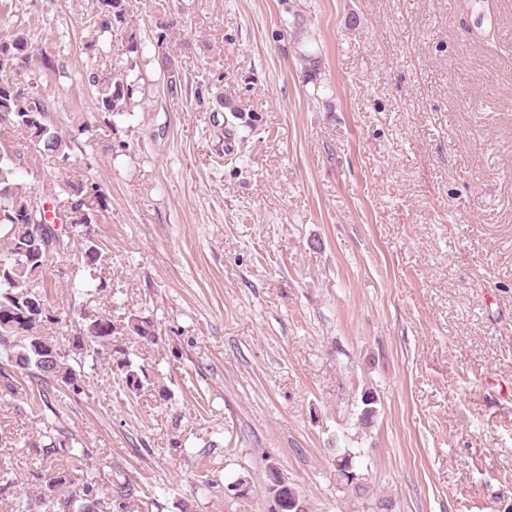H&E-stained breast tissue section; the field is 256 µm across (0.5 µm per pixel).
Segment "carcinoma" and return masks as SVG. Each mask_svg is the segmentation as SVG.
Listing matches in <instances>:
<instances>
[{"label":"carcinoma","mask_w":512,"mask_h":512,"mask_svg":"<svg viewBox=\"0 0 512 512\" xmlns=\"http://www.w3.org/2000/svg\"><path fill=\"white\" fill-rule=\"evenodd\" d=\"M105 6L108 11L104 13L103 28L132 21L129 0H105ZM293 27L304 77L318 86L321 84V57L307 49L304 23L300 17L294 18ZM31 49L32 35L20 24L0 35V113L6 112L10 117V123L0 122V141L6 134L24 131L46 155L64 163L70 158L67 143L58 129L46 120L48 103L38 82L31 81L22 87L15 82V76L31 62ZM162 67L166 93L172 98L179 96L182 84L175 65L166 58L162 60ZM86 79L96 88L98 112L113 116L127 111L136 90V84L129 81L128 76L102 77L91 71ZM67 194L70 209H80L90 219L104 208L103 194L93 182L88 186L70 184ZM32 197L42 200L36 189L18 181L14 155L1 147L0 214L3 218L0 225L9 224V215L17 214L16 206L27 203ZM43 260L44 256L32 251L31 242L0 236V359H5L8 366L32 379L29 401L37 414L41 413L42 406L49 404L52 390L57 387L75 395L85 392L88 376L78 367L86 358L97 357L112 349L113 337L137 336L149 342L155 338L153 325L143 317L131 315L122 323L108 315H99L95 322L83 324L82 332L73 337L68 347H62L45 335V325L35 320L34 306L30 305V300L37 294L43 302H48L46 292L40 289L31 273L33 263ZM118 368L124 373L126 388L138 391L141 379L132 370V364L120 362ZM65 445L66 434L54 426L46 427L39 439L37 456L47 462L39 474L45 482L44 512H101V492L94 476L88 474L77 483L70 474L72 466L57 458ZM132 492L129 481L119 480L108 489V498L119 501V507L123 508Z\"/></svg>","instance_id":"1"}]
</instances>
